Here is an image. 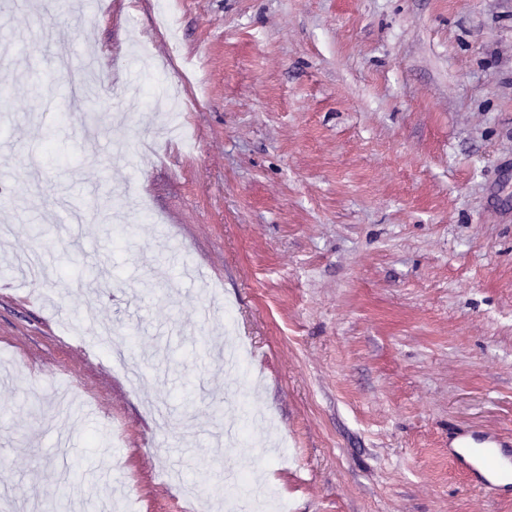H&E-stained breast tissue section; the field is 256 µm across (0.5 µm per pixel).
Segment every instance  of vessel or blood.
I'll list each match as a JSON object with an SVG mask.
<instances>
[{
	"label": "vessel or blood",
	"mask_w": 512,
	"mask_h": 512,
	"mask_svg": "<svg viewBox=\"0 0 512 512\" xmlns=\"http://www.w3.org/2000/svg\"><path fill=\"white\" fill-rule=\"evenodd\" d=\"M448 455L475 487L502 494L512 490V440L496 433H464L453 437Z\"/></svg>",
	"instance_id": "b4317fda"
}]
</instances>
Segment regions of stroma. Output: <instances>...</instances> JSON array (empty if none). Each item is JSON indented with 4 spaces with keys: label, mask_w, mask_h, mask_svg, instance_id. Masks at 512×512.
I'll use <instances>...</instances> for the list:
<instances>
[{
    "label": "stroma",
    "mask_w": 512,
    "mask_h": 512,
    "mask_svg": "<svg viewBox=\"0 0 512 512\" xmlns=\"http://www.w3.org/2000/svg\"><path fill=\"white\" fill-rule=\"evenodd\" d=\"M58 2L0 15V512H512L448 456L512 434V0Z\"/></svg>",
    "instance_id": "stroma-1"
}]
</instances>
